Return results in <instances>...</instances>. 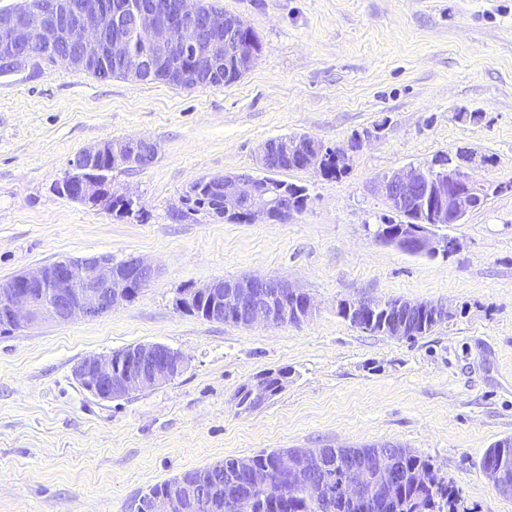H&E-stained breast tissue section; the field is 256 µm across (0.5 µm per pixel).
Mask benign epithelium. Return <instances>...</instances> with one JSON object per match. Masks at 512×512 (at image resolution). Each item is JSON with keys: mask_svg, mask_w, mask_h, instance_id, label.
<instances>
[{"mask_svg": "<svg viewBox=\"0 0 512 512\" xmlns=\"http://www.w3.org/2000/svg\"><path fill=\"white\" fill-rule=\"evenodd\" d=\"M249 29L239 16L207 8L202 0H23L10 12H0V70L10 75L32 68L42 51L57 54L76 74L96 70L110 60L124 78L137 82L164 80L168 84L195 88L220 80L234 82L248 73L258 56L252 42L239 36ZM142 41L140 49L134 44ZM373 137L366 130L355 133L346 144L334 149L316 138L301 134L264 142L258 148L257 165L266 169L275 161L302 169L322 171L330 160L349 168L352 154ZM158 154L150 139H104L82 149L71 162V170L56 184L57 194L79 204L107 206L121 200L128 215L138 212L137 200L128 192L117 193L108 180L93 177L97 163L107 158L111 167H146ZM475 155L460 150L456 158L438 166L411 164L379 177L374 191L404 216L417 211L418 224H367L375 240L411 254L435 256L460 249L449 237H437L428 227L461 224L482 205V185L472 177ZM205 183L215 193L216 210L241 222L284 223L301 212L294 198L298 187L264 182L244 173L203 177L192 183L181 197L179 214L187 210L186 196ZM155 269L144 259L128 256L115 260L108 253L63 259L0 280V328L16 330L46 321L69 322L96 318L112 312L145 288ZM177 305L202 312V318L222 322L233 318L245 327L299 323L313 312L311 297L290 283L258 276L221 278L181 293ZM344 318L364 316L366 331L406 339L413 332L416 316L432 317L439 325L454 318L451 307L441 302L358 299L338 305ZM381 312L390 314L375 322ZM185 356L161 343L139 344L108 356H88L74 368L77 383L101 401H115L161 386L185 369ZM246 404L257 410L274 393L262 375L246 388ZM406 449L398 444H381L351 452L336 460L343 473L342 502H358L365 512H378L383 502L397 499L400 462ZM278 473L288 484H299L314 501L329 498L324 476L331 469L327 450L305 448L282 455ZM498 492L512 496V466L500 461L482 468ZM268 475L250 461L236 466L227 490L215 488L209 497L211 512H248L251 491L265 486ZM200 487L180 481L166 494L151 497L145 512H191Z\"/></svg>", "mask_w": 512, "mask_h": 512, "instance_id": "7a95c632", "label": "benign epithelium"}]
</instances>
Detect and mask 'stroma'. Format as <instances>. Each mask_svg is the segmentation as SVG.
Listing matches in <instances>:
<instances>
[{"instance_id": "stroma-1", "label": "stroma", "mask_w": 512, "mask_h": 512, "mask_svg": "<svg viewBox=\"0 0 512 512\" xmlns=\"http://www.w3.org/2000/svg\"><path fill=\"white\" fill-rule=\"evenodd\" d=\"M262 49L237 82L185 89L101 81L60 64L0 77V279L63 258L134 254L157 270L112 313L0 333V512H137L153 485L228 456L393 443L460 491L458 512H512L481 460L512 437V0H213ZM375 136L346 174L278 172L307 188L285 223L176 215L194 181L261 176L257 147L308 134L328 147ZM153 140L146 168L108 174L144 218L57 195L77 153L103 139ZM473 151L495 186L462 224L461 248L403 252L365 227L402 223L373 190L408 164ZM283 279L311 316L282 326L210 322L176 305L217 278ZM360 298L442 302L456 317L413 340L338 312ZM148 343L184 354L174 380L105 402L73 376L90 355ZM286 369L260 409L238 389Z\"/></svg>"}]
</instances>
